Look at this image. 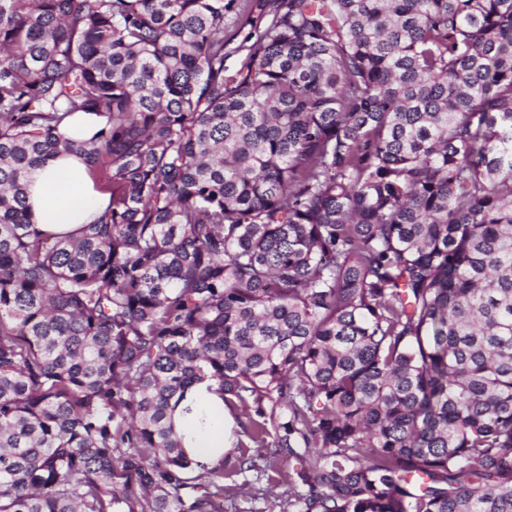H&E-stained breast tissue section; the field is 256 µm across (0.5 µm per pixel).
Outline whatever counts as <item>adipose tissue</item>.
I'll use <instances>...</instances> for the list:
<instances>
[{"label":"adipose tissue","mask_w":512,"mask_h":512,"mask_svg":"<svg viewBox=\"0 0 512 512\" xmlns=\"http://www.w3.org/2000/svg\"><path fill=\"white\" fill-rule=\"evenodd\" d=\"M110 196L98 190L84 160L64 155L39 168L28 185V203L35 223L61 234L74 233L108 206ZM190 457L203 465L229 449L230 419L221 397L208 383L195 385L174 412Z\"/></svg>","instance_id":"obj_1"}]
</instances>
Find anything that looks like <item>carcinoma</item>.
I'll use <instances>...</instances> for the list:
<instances>
[{"label": "carcinoma", "instance_id": "obj_1", "mask_svg": "<svg viewBox=\"0 0 512 512\" xmlns=\"http://www.w3.org/2000/svg\"><path fill=\"white\" fill-rule=\"evenodd\" d=\"M204 381L266 452L189 458ZM285 464L279 512H512V0H0V512ZM100 120L95 114H78L74 117L72 126L67 125L62 131L70 138H90L98 128ZM110 194L95 187L84 160L64 155L39 168L28 185L35 224L63 235L73 234L108 206Z\"/></svg>", "mask_w": 512, "mask_h": 512}]
</instances>
